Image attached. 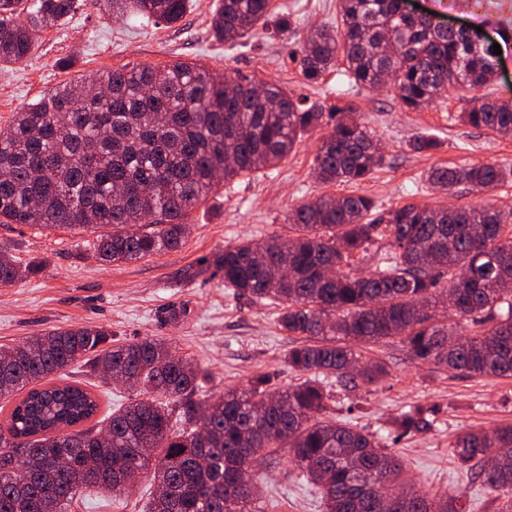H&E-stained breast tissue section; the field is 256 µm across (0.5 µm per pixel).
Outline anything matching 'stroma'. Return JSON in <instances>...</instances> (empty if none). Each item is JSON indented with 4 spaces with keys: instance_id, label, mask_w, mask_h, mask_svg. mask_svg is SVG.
<instances>
[{
    "instance_id": "stroma-1",
    "label": "stroma",
    "mask_w": 512,
    "mask_h": 512,
    "mask_svg": "<svg viewBox=\"0 0 512 512\" xmlns=\"http://www.w3.org/2000/svg\"><path fill=\"white\" fill-rule=\"evenodd\" d=\"M445 23L474 25L495 37L503 19L512 18V0H484L479 17L461 9L441 7L439 0H417ZM273 14H290L288 35L255 30L236 42L213 38L211 19L218 0H191L186 16L168 26L152 20L106 15L99 0H80L63 25L35 34L28 61L0 66V128H8L15 112L41 99L55 87L92 74L136 66L164 68L194 62L217 76L249 77L277 84L288 94L308 96L323 108L351 109L379 140L389 159L359 185H325L313 171V160L326 127L298 142L276 167L221 183L188 215L191 232L177 250L125 264L95 259L85 244L92 231L59 226L43 229L26 224H0V246L9 247L21 262H43L42 272L11 286H0V345L52 329L87 325L129 342L161 339L179 354L194 359L203 372L196 392L204 401L228 388L245 387L259 373H271L277 387L303 381L286 356L294 342L280 331L275 303H257L225 288L221 275L203 264L225 245L243 238L266 243L288 234V213L319 195H368L381 209L407 203L475 206L492 201L512 208V182L488 193L462 185L448 193L434 191L425 180L434 166L512 165V136L457 121L467 90H454L430 105L405 109L385 88L355 86L336 63L319 83L305 84L299 59L307 36L336 25L339 0H271ZM435 138L428 153L410 150L414 138ZM170 308L181 312L169 320ZM360 358L389 367L379 384L365 387L330 385L329 415L350 420L383 436V444L401 461L405 475L430 492L463 493L470 512H497L480 486L467 479L449 446L466 428L494 430L512 424V376L472 377L414 361L399 340L363 346ZM65 381L95 386L100 416L128 403L122 385L102 384L79 363L65 369ZM413 406L435 408L433 429L397 437L396 419ZM265 512H324L321 493L292 467L281 448L257 468ZM151 493L148 483L129 495L112 498L90 487L70 512H141Z\"/></svg>"
}]
</instances>
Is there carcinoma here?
Here are the masks:
<instances>
[{
	"label": "carcinoma",
	"instance_id": "carcinoma-1",
	"mask_svg": "<svg viewBox=\"0 0 512 512\" xmlns=\"http://www.w3.org/2000/svg\"><path fill=\"white\" fill-rule=\"evenodd\" d=\"M112 17L180 21L189 0H100ZM78 0H0V64L27 61L34 31L64 24ZM272 18L270 0H220L212 17L220 41L246 37ZM343 59L349 82L390 89L419 110L455 86L494 82L499 56L470 31L403 11L402 0H340L336 28L311 33L301 73L317 83ZM264 88L259 96L253 86ZM461 122L512 132V102L486 96ZM326 125L314 158L326 184L358 185L383 167L378 140L352 112L329 111L268 82L232 86L188 62L164 69L115 70L54 88L0 129V224L110 231L90 242L105 263L178 249L188 212L218 178L232 180L279 164L304 135ZM512 169L485 164L433 167L436 190L487 192ZM392 238L366 273L354 268L378 239ZM224 287L281 306L280 330L309 343L288 364L310 374L282 390L260 373L243 390L194 400L199 368L145 338L114 344L98 326L52 329L0 348V512H67L86 487L123 496L142 480L156 488L143 512H263L260 487L240 486L244 470L286 448L319 486L325 512H467L463 494L406 488L400 461L375 433L331 420L324 380L373 386L381 361L359 363L354 346L400 339L413 360L469 375L512 374V217L487 202L469 208L413 203L379 212L365 194L319 196L293 208L289 235L265 245L241 241L205 261ZM283 265L286 275L272 268ZM0 247V286L41 272ZM91 359L102 383L120 381L135 397L90 426L99 403L78 385L54 383ZM434 411L411 409L398 436L429 431ZM453 454L469 477L512 512V425L461 430Z\"/></svg>",
	"mask_w": 512,
	"mask_h": 512
}]
</instances>
